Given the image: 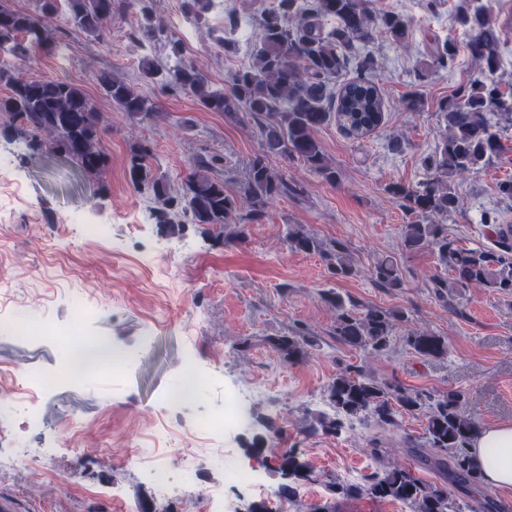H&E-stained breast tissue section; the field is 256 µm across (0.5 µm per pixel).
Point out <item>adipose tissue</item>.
I'll return each instance as SVG.
<instances>
[{
    "label": "adipose tissue",
    "mask_w": 512,
    "mask_h": 512,
    "mask_svg": "<svg viewBox=\"0 0 512 512\" xmlns=\"http://www.w3.org/2000/svg\"><path fill=\"white\" fill-rule=\"evenodd\" d=\"M470 453L488 482L512 488V423L481 428Z\"/></svg>",
    "instance_id": "1"
}]
</instances>
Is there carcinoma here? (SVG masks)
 <instances>
[{
  "label": "carcinoma",
  "instance_id": "1",
  "mask_svg": "<svg viewBox=\"0 0 512 512\" xmlns=\"http://www.w3.org/2000/svg\"><path fill=\"white\" fill-rule=\"evenodd\" d=\"M61 1L76 35L102 38L117 10L132 14L137 33L146 41L144 49L160 39L167 26L153 9V0H36L33 13L0 0V83L7 89L0 96V136L35 152L64 153L81 171L97 175L107 161L101 143L103 113L76 84L48 77L26 79L18 72L21 63L34 59V51L60 50L52 22ZM489 3L491 0H465L456 20L469 34L471 56L483 72L492 75L500 57ZM213 5L214 0H182L184 11L196 20ZM409 26L408 17L394 11L377 12L370 7V0H276L259 22L250 63L232 72L227 85L212 86L198 69L182 62L180 45L172 40L171 64L161 68L145 56L140 70L144 78L165 90L190 94L211 112L247 122L251 132L260 137L261 153L249 163L244 187L251 206L247 220L255 222L263 217L267 201L291 190L284 175L270 165L269 157L296 160L334 183L336 167L325 157L315 132L334 119L347 136L358 139L381 125L383 101L375 82V63L372 57L360 54V46L380 32L401 42ZM456 55V44L446 41L430 54V62L416 71L417 79H425L434 68L453 64ZM349 69L354 76L334 88L332 81ZM96 81L120 111L142 120L159 115V104L123 79L100 73ZM493 116L512 124V86L475 81L457 89L443 106L447 132L436 151L422 160L425 179L414 186L393 183L388 187L396 202L416 217L404 226L403 249L430 248L448 271V277L431 280L432 293L445 303L476 286L512 298V224L492 219L494 246L471 248L448 237L447 225L434 221L458 209L449 178L491 163L505 151L499 131L491 123ZM152 160L149 147H132L127 173L134 189L152 197L155 223L169 229L186 222L202 224L225 235L228 242L245 240L247 225L238 215L234 197L224 189V180L215 176L212 160L195 157L190 172L176 184L156 174ZM230 224L237 230L226 235L224 228ZM285 243L295 252L320 254L335 276L350 277L357 272L353 254L339 241L326 244L306 230L290 226ZM371 275L376 287L386 292L404 286L401 268L392 257L378 260ZM321 299L336 312L331 336L371 355L389 350L396 329L407 321L402 309L365 305L333 288L322 290ZM405 342L423 357L448 358V342L434 333L410 330ZM315 345L316 337L298 326L275 340V346L295 361ZM326 398L332 412L312 416L307 431L334 434L345 418L387 429L396 426L403 413L421 414L425 417V444L434 463L448 471L462 489L482 481L483 474L469 452L479 426L462 410L463 392L436 394L407 388L381 381L361 366L336 374ZM279 468L288 479H310L311 470L292 448L282 450ZM342 490L350 497L397 501L409 512L461 509L448 483L425 482L411 469L391 462L381 464L366 483L348 484Z\"/></svg>",
  "mask_w": 512,
  "mask_h": 512
}]
</instances>
